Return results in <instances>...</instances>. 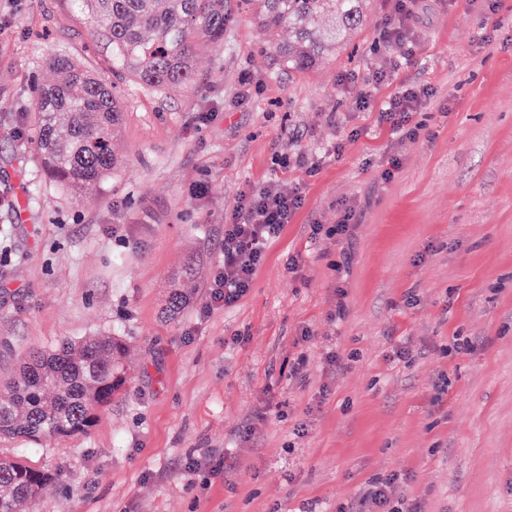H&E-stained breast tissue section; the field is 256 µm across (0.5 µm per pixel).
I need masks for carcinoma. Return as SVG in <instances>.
I'll return each mask as SVG.
<instances>
[{
	"label": "carcinoma",
	"mask_w": 512,
	"mask_h": 512,
	"mask_svg": "<svg viewBox=\"0 0 512 512\" xmlns=\"http://www.w3.org/2000/svg\"><path fill=\"white\" fill-rule=\"evenodd\" d=\"M112 45V65L143 89L166 91L193 82L198 52L224 45L229 0H74ZM255 7L257 23L274 45L281 70L300 77L325 47L356 29L366 0H244ZM282 28L288 42H276ZM53 78L39 84V151L49 179L72 193L94 190L118 160L112 138L123 109L110 85L86 66L65 56L50 63ZM173 289L165 314L186 304ZM126 348L112 336L63 342L25 358L10 387L0 393V434L68 437L96 421L126 381ZM44 472L0 458V512H24L49 487Z\"/></svg>",
	"instance_id": "cac0c4a2"
}]
</instances>
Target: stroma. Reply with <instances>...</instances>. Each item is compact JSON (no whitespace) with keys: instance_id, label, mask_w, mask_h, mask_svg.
Returning a JSON list of instances; mask_svg holds the SVG:
<instances>
[{"instance_id":"35a3bbf8","label":"stroma","mask_w":512,"mask_h":512,"mask_svg":"<svg viewBox=\"0 0 512 512\" xmlns=\"http://www.w3.org/2000/svg\"><path fill=\"white\" fill-rule=\"evenodd\" d=\"M421 2L397 80L432 95L384 184L391 131L339 78L391 67L396 50L374 47L387 0L299 79L233 13L194 86L165 92L118 78L71 0H0L18 8L0 28V376L66 339L129 348L87 432L0 434V457L54 476L29 512H336L393 473L422 512H512V0ZM58 55L117 84L124 109L120 163L88 194L51 183L36 148L34 88ZM301 152L322 156L315 174L274 163ZM282 177L302 208L248 295L206 309L240 192ZM349 205L351 250L311 242ZM180 285L190 300L167 317ZM214 449L233 467L186 473Z\"/></svg>"}]
</instances>
